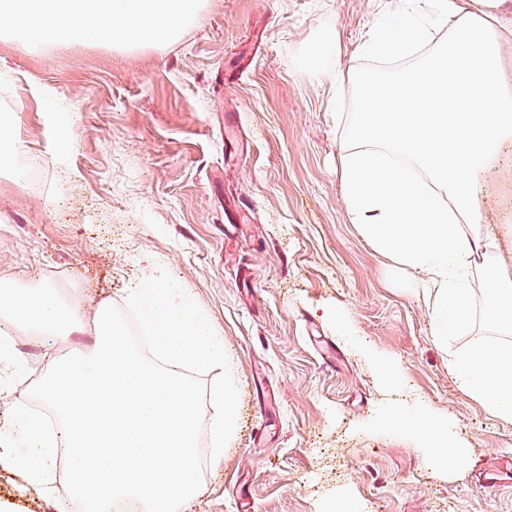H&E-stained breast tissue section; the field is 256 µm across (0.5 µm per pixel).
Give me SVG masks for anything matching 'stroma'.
I'll return each mask as SVG.
<instances>
[{
  "instance_id": "stroma-1",
  "label": "stroma",
  "mask_w": 512,
  "mask_h": 512,
  "mask_svg": "<svg viewBox=\"0 0 512 512\" xmlns=\"http://www.w3.org/2000/svg\"><path fill=\"white\" fill-rule=\"evenodd\" d=\"M405 0H200L173 40L54 50L0 33L9 149L31 156L44 188L0 173V278L57 284L84 312L124 308L151 259L171 263L224 336L238 391L234 443L206 463L189 512H512V421L448 373L474 339L512 343L485 315L483 271L512 265V245L482 252L472 322L435 336L419 291L352 224L341 163L353 149L355 74L387 65L364 47ZM320 50L342 90L305 69ZM489 179L482 234L512 235V145ZM344 320L349 332L336 322ZM23 388L51 358L87 354L92 326L67 344L17 335ZM381 352L393 383L369 357ZM425 408L467 444L461 469L434 467L388 414ZM0 505L56 512L0 465Z\"/></svg>"
}]
</instances>
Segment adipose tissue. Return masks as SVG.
Instances as JSON below:
<instances>
[{
  "label": "adipose tissue",
  "mask_w": 512,
  "mask_h": 512,
  "mask_svg": "<svg viewBox=\"0 0 512 512\" xmlns=\"http://www.w3.org/2000/svg\"><path fill=\"white\" fill-rule=\"evenodd\" d=\"M505 0H448V40L419 65L384 75L357 72L351 137L357 148L343 167V191L353 223L377 250L405 270L424 273L436 336L471 319L468 284L480 250L486 176L512 142V75L503 48L512 44ZM200 0H0V29L52 47L112 39L152 45L174 38ZM428 37L418 21L379 25L368 44L382 60L407 54ZM491 320L512 325V268L488 280ZM84 325L59 289L0 280V330L65 343ZM459 387L497 416L512 420V345L472 341L448 363ZM433 450L440 465L464 466L466 455L445 422L426 410L392 415Z\"/></svg>",
  "instance_id": "1"
}]
</instances>
